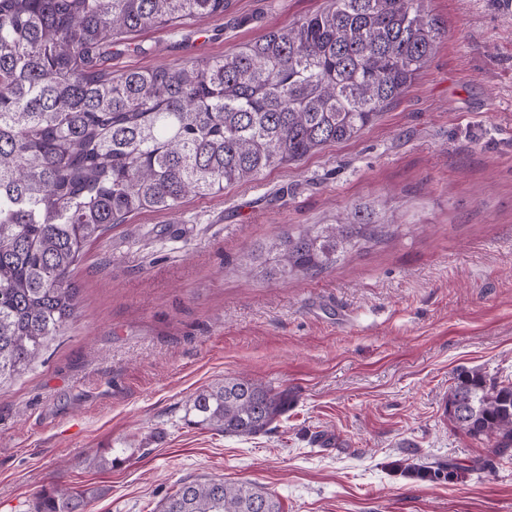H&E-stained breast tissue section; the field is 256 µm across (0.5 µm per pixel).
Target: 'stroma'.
Here are the masks:
<instances>
[{
    "label": "stroma",
    "instance_id": "stroma-1",
    "mask_svg": "<svg viewBox=\"0 0 512 512\" xmlns=\"http://www.w3.org/2000/svg\"><path fill=\"white\" fill-rule=\"evenodd\" d=\"M329 5L231 0L104 66L219 57ZM425 9L433 58L357 138L87 247L74 318L0 387V512L58 484L95 490L86 512H156L204 477L262 486L283 512H512L510 459L452 483L409 471L486 451L444 413L459 369L512 378V0ZM359 202L389 236L319 277L241 269L248 247ZM241 375L288 390L287 411L249 438L194 426L193 394Z\"/></svg>",
    "mask_w": 512,
    "mask_h": 512
}]
</instances>
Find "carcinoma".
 Here are the masks:
<instances>
[{
  "mask_svg": "<svg viewBox=\"0 0 512 512\" xmlns=\"http://www.w3.org/2000/svg\"><path fill=\"white\" fill-rule=\"evenodd\" d=\"M425 0H331L239 51L115 76L121 36L224 14L226 0H0V385L27 370L78 308L70 273L112 224L172 211L348 141L398 99L444 31ZM388 234L368 204L342 224H307L253 246L265 280L314 278ZM288 408V390L238 376L191 400L193 423L251 437ZM446 412L490 453L414 468L448 481L512 456V381L454 376ZM87 493L44 492L36 512H85ZM158 512H282L246 482H187Z\"/></svg>",
  "mask_w": 512,
  "mask_h": 512,
  "instance_id": "cac0c4a2",
  "label": "carcinoma"
}]
</instances>
